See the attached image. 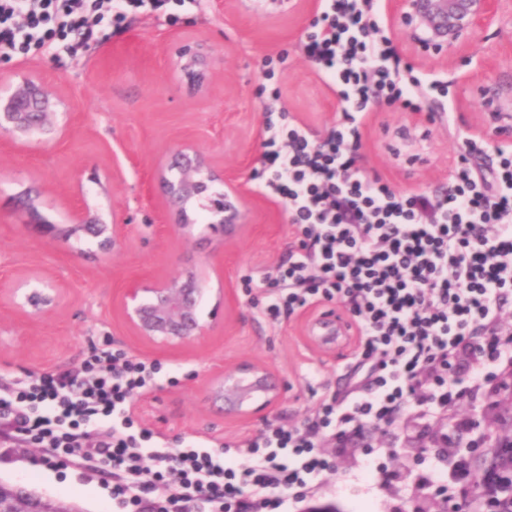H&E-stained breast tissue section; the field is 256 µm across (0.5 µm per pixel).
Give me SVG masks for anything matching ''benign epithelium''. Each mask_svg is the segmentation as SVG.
<instances>
[{"label":"benign epithelium","mask_w":512,"mask_h":512,"mask_svg":"<svg viewBox=\"0 0 512 512\" xmlns=\"http://www.w3.org/2000/svg\"><path fill=\"white\" fill-rule=\"evenodd\" d=\"M392 28L402 35V49L425 59L433 52L446 66L474 65L475 70L495 69L486 57H473L470 47L489 30L502 34L506 17H512V0H393ZM173 73L196 87L203 86L210 67V53L199 41L177 43L172 52ZM481 93L495 105L501 126L482 130L485 140L496 145L498 133L512 126V80L488 81ZM72 123L69 105L54 82L31 71L0 75V133L20 144H39L64 136ZM175 176L164 182L167 203L183 223L174 226L178 235L190 232L189 212L202 208L216 217L211 228L228 238L242 227L245 214L237 192L210 191L216 174L209 160L192 144L176 149L170 161ZM20 210L27 214L28 231L51 245L80 235L99 239L109 250L126 231V225L111 224L84 203L72 211V223L54 224L45 219L35 199L21 195ZM210 292L201 268L191 266L170 277L134 276L121 292L123 318L136 337L160 353L176 351L205 341L212 324L203 320L199 305ZM67 288L47 272L28 274L13 287L0 289V302L21 319L35 323L54 314L65 302ZM212 400L224 405V413L253 416L280 398V388L262 364L243 361L208 377ZM499 433L498 424L485 414H472L468 435L454 448L459 462L474 478L489 467L488 437ZM0 512H55L27 488L0 487Z\"/></svg>","instance_id":"7a95c632"}]
</instances>
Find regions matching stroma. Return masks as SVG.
<instances>
[{
  "label": "stroma",
  "mask_w": 512,
  "mask_h": 512,
  "mask_svg": "<svg viewBox=\"0 0 512 512\" xmlns=\"http://www.w3.org/2000/svg\"><path fill=\"white\" fill-rule=\"evenodd\" d=\"M302 3L292 12L252 0H165L120 23L105 19L80 59L62 50L0 59L2 73L22 67L52 78L73 114L71 129L55 144L21 148L0 134V289L22 275L48 272L68 290L65 304L35 324L0 310V375L75 369L106 343L160 360L156 383L134 397L131 412L170 447L198 439L214 448L239 445L268 424L302 421L325 396L344 388L357 350L354 337L318 346L310 336L321 319L349 325L348 310L323 300L273 321L262 311L261 289L243 282L250 272L276 268L296 246L285 207L264 194L257 179L270 125L288 117L319 139L342 110L340 97L300 50L322 2ZM184 38L211 50L204 90L172 73V47ZM388 64L425 83L442 81L449 94L423 98L416 112L384 100L373 104L361 128L362 167L400 193L438 189L448 182L467 129L490 121L481 81L468 68L434 58L418 65L395 53ZM445 112L451 122L441 121ZM187 141L241 197L246 225L234 240L212 231L207 213L195 214L188 237L170 230L176 214L160 186L169 156ZM22 194L39 198L43 214L56 224L69 223L72 210L88 204L104 220L124 222L125 236L108 253L89 236L45 245L28 233L26 216L14 204ZM201 262L208 265L210 287L226 289L231 299L206 344L158 355L124 323L119 295L132 276L166 277ZM246 360L275 375L282 397L251 417L221 414L208 397V377ZM491 385L483 380L479 390L444 409L409 410L394 423L351 437L347 448H331L336 470L309 493L308 503H334L344 512H412L414 502L430 495L456 493L452 481L421 483L430 460L422 447L443 423H465L467 412L487 401ZM387 448L395 454L382 478L370 464ZM0 480L77 503L83 512H113L110 490L95 473L79 474L65 459L48 463L30 445L0 447Z\"/></svg>",
  "instance_id": "1"
}]
</instances>
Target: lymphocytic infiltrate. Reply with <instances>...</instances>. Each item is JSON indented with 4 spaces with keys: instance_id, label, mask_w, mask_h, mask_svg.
Listing matches in <instances>:
<instances>
[{
    "instance_id": "obj_1",
    "label": "lymphocytic infiltrate",
    "mask_w": 512,
    "mask_h": 512,
    "mask_svg": "<svg viewBox=\"0 0 512 512\" xmlns=\"http://www.w3.org/2000/svg\"><path fill=\"white\" fill-rule=\"evenodd\" d=\"M148 0H0V58L61 39L84 52L85 33L105 14L122 20ZM318 29L302 45L343 110L329 135L309 140L288 126L263 144L265 190L285 203L298 252L260 279L272 320L318 300L354 317L358 352L344 392L324 398L302 423L283 421L226 459L221 448H167L126 407L161 365L96 350L79 369L0 376V445L30 444L49 456L97 467L125 512H304L308 490L334 472L327 439L393 422L412 406L446 404L458 378L479 380L507 358L500 341L512 308V148L478 170L467 138L439 191L396 194L360 165V127L379 99L416 110L445 92L389 67L362 0H324Z\"/></svg>"
}]
</instances>
